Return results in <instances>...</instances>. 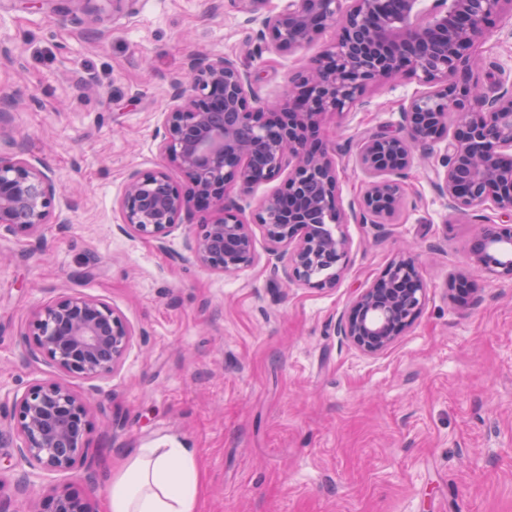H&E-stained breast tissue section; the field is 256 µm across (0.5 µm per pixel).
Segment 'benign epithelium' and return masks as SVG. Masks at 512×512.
Returning a JSON list of instances; mask_svg holds the SVG:
<instances>
[{
	"label": "benign epithelium",
	"mask_w": 512,
	"mask_h": 512,
	"mask_svg": "<svg viewBox=\"0 0 512 512\" xmlns=\"http://www.w3.org/2000/svg\"><path fill=\"white\" fill-rule=\"evenodd\" d=\"M240 12L262 17L260 36L281 51L311 43L327 27L336 42L293 80L287 95L260 104L249 95L246 69L226 57L198 54L188 82L173 84L162 113L159 150L167 167L134 171L120 200L119 229L163 243L198 220L190 251L201 264L235 273L255 262L261 229L287 283L336 287L350 241L336 162L320 138L327 114L358 103L383 79L408 72L431 91L399 112L398 131H379L358 149L368 176L359 201L360 222L386 224L404 196L401 178L413 148L430 138L447 143L439 157L438 194L460 215L490 210L510 226L482 227L468 251L475 271L512 280V89L488 94L472 79L479 45L493 21L512 13V0H286L277 11L267 0H236ZM289 170L285 189L266 199L247 221L229 199ZM55 186L30 160L0 154V231L49 223ZM427 285L411 253L354 297L335 331L367 356L387 352L421 313ZM28 353L50 360L66 376L93 380L117 371L133 341L125 318L82 294L61 296L38 309L26 334ZM9 428L20 441V460L46 472H65L86 457L92 427L85 396L62 382H42L15 393ZM39 512H93L67 487L57 488Z\"/></svg>",
	"instance_id": "benign-epithelium-1"
}]
</instances>
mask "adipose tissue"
<instances>
[{
	"label": "adipose tissue",
	"mask_w": 512,
	"mask_h": 512,
	"mask_svg": "<svg viewBox=\"0 0 512 512\" xmlns=\"http://www.w3.org/2000/svg\"><path fill=\"white\" fill-rule=\"evenodd\" d=\"M109 512H199L202 476L191 448H136L104 471Z\"/></svg>",
	"instance_id": "adipose-tissue-1"
}]
</instances>
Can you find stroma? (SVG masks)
<instances>
[{"label":"stroma","instance_id":"35a3bbf8","mask_svg":"<svg viewBox=\"0 0 512 512\" xmlns=\"http://www.w3.org/2000/svg\"><path fill=\"white\" fill-rule=\"evenodd\" d=\"M260 28L232 0H135L129 14L110 0L56 11L0 0V49L12 54L0 58V108L18 104L0 153L39 161L56 189L49 224L0 234V397L61 380L24 341L59 296L98 298L134 333L112 376L70 381L93 420L72 470L19 491L31 468L17 438L0 443V512H36L65 486L107 512L104 467L170 444L196 453L201 512H512V280L469 273L488 214L460 216L439 196L440 143L416 146L391 223L344 225L349 261L331 290L277 279L261 237L254 264L225 274L193 259L194 225L161 246L118 231L128 175L162 161L161 114L193 53L244 65L257 99L275 101L338 34L288 53L259 42ZM473 72L489 89L512 80V15L495 20ZM427 90L399 74L326 117L344 208L367 182L359 145L396 130ZM405 249L425 304L387 353L365 356L334 323Z\"/></svg>","mask_w":512,"mask_h":512}]
</instances>
